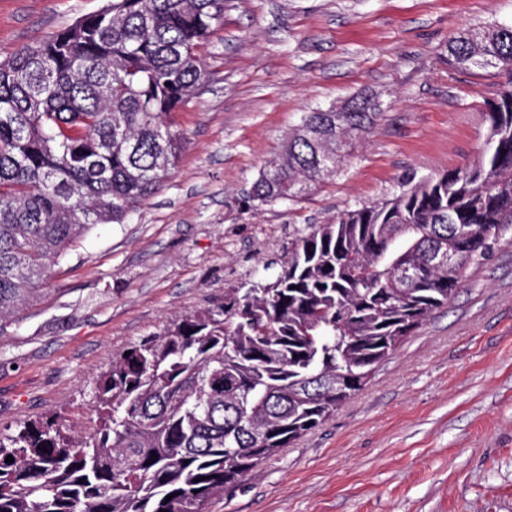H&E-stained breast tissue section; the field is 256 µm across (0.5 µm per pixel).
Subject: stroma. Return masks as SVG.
Listing matches in <instances>:
<instances>
[{"instance_id": "1", "label": "stroma", "mask_w": 512, "mask_h": 512, "mask_svg": "<svg viewBox=\"0 0 512 512\" xmlns=\"http://www.w3.org/2000/svg\"><path fill=\"white\" fill-rule=\"evenodd\" d=\"M106 4L0 0V59ZM494 24H512V0H224L163 190L91 228L0 330V433L91 428L113 357L262 274L289 226L473 162L507 76L456 68L448 40ZM364 92L383 115L336 177L295 203L241 205L306 112ZM208 512H512V229L361 392Z\"/></svg>"}]
</instances>
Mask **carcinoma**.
<instances>
[{
	"label": "carcinoma",
	"mask_w": 512,
	"mask_h": 512,
	"mask_svg": "<svg viewBox=\"0 0 512 512\" xmlns=\"http://www.w3.org/2000/svg\"><path fill=\"white\" fill-rule=\"evenodd\" d=\"M223 21L224 0H110L0 61V324L91 226L163 189L185 142L176 113L205 80L198 47ZM448 56L511 76L479 159L288 230L267 275L112 361L92 431L46 420L1 434L0 512H206L448 305L512 226V24L453 36ZM381 116L365 95L305 113L244 202L298 201ZM450 242L453 265L438 261Z\"/></svg>",
	"instance_id": "carcinoma-1"
}]
</instances>
